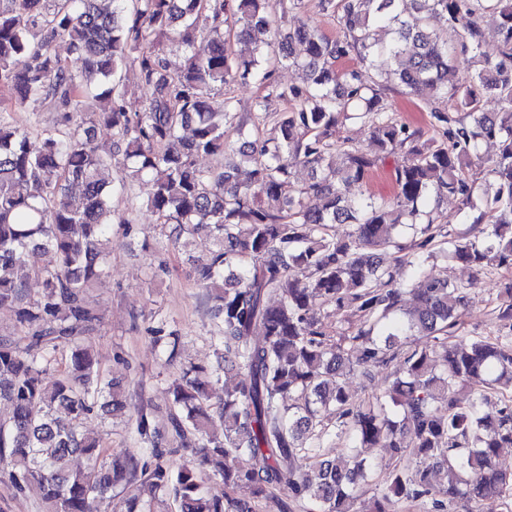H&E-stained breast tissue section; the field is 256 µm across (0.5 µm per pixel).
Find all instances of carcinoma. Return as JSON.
Listing matches in <instances>:
<instances>
[{
    "label": "carcinoma",
    "mask_w": 512,
    "mask_h": 512,
    "mask_svg": "<svg viewBox=\"0 0 512 512\" xmlns=\"http://www.w3.org/2000/svg\"><path fill=\"white\" fill-rule=\"evenodd\" d=\"M319 7L336 16L341 37L304 20L286 29L270 0H234L231 8L226 0H0V308L13 309L31 333L23 347L0 339V400L13 409L0 424V462L17 490L39 495L45 512H96L139 472L134 456L106 457L81 431L94 407L106 417L122 409L121 386L101 378L93 350L75 345L67 370L51 374L56 341L99 320L86 295L105 271L103 241L119 220L105 178L114 163L131 178H150L158 223L203 233L213 245L194 278L215 302L220 362L192 365L170 386L181 410L173 427L195 460L174 475L159 463L142 471L178 512H256L277 488L288 490L280 512H357L372 471L358 448H381L389 458L371 512H403L423 498L430 512H446L459 497L512 500V472L498 463L500 449L512 447V279L498 293L509 332L454 336L475 282L423 276L413 284L415 308L404 312L406 284L393 274L395 267L422 273L437 244L444 258L478 275L512 267V0H319ZM488 12L498 17L492 46L481 25ZM226 28L251 50L236 51ZM174 39L184 53L172 60L164 44ZM58 40L82 69L53 52ZM296 43L305 56L294 55ZM380 59L389 70L366 79ZM340 60L354 64L341 68ZM277 65L304 71L305 81L275 83ZM127 66L138 70L146 95L134 113L124 106ZM251 75L264 94L254 139L238 145L226 139L238 113L221 94ZM390 88L430 105L432 134L390 111ZM486 95L498 111L481 109ZM274 101L290 107L275 115ZM46 103L65 114L68 129L34 139L12 112ZM347 122L368 127L372 150L338 136ZM99 128L111 131L121 158L94 146ZM490 140L500 152L480 179L472 164ZM218 152L224 171L197 166L199 156ZM394 155L391 195L346 197ZM300 166L312 174L301 187L292 181ZM450 196L472 223L486 225L480 234L450 238L425 210L430 199ZM334 224L351 229L339 235ZM401 227L417 239L403 243ZM35 249L52 262L37 272L44 293L31 302L17 271ZM322 306L359 324L333 336L318 317ZM416 335L434 344L404 349ZM371 367L393 368L394 380L359 400L345 376ZM229 370L235 381L215 406L211 386ZM329 411L349 460L325 453ZM132 426L152 442L149 413ZM74 453L86 457L85 468L63 466ZM205 467L218 489L204 487ZM439 472L445 481L437 487ZM239 487L251 498L231 496Z\"/></svg>",
    "instance_id": "cac0c4a2"
}]
</instances>
